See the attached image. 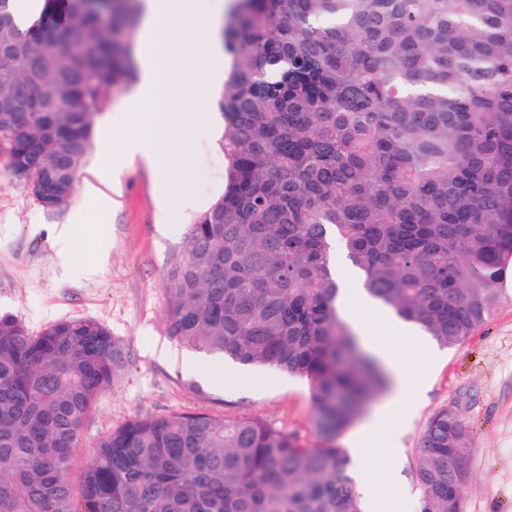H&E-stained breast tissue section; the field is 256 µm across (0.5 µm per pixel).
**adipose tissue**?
Masks as SVG:
<instances>
[{"mask_svg":"<svg viewBox=\"0 0 512 512\" xmlns=\"http://www.w3.org/2000/svg\"><path fill=\"white\" fill-rule=\"evenodd\" d=\"M142 47L138 56L139 78L124 104L101 121L104 133L100 141L102 166L95 179L83 188V204L73 223L62 225L57 232L59 257L69 267L78 260L72 247L76 229L86 216L100 214L115 206L108 192L111 182L134 162H141L152 174L157 187L158 205L164 218L171 219L197 209L201 201L190 189L171 183L173 171L191 176L188 165L190 141L188 125L201 134H214L203 105L204 89L224 81V37L220 18L231 8L232 0H142ZM162 100L160 112H139L136 129L120 145H113L112 130L125 125L128 111L140 103ZM197 103L195 116H188V103ZM352 322L367 348L390 370L393 389L383 413L405 414L416 405L414 381L382 336L390 329L392 339L409 343L417 349L426 344L404 322L386 312L366 308L353 314Z\"/></svg>","mask_w":512,"mask_h":512,"instance_id":"ef3b65f1","label":"adipose tissue"}]
</instances>
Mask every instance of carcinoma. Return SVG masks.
<instances>
[{"label":"carcinoma","mask_w":512,"mask_h":512,"mask_svg":"<svg viewBox=\"0 0 512 512\" xmlns=\"http://www.w3.org/2000/svg\"><path fill=\"white\" fill-rule=\"evenodd\" d=\"M141 0H62L0 28V174L65 204L109 94L136 78ZM224 195L168 271L177 345L308 381L314 444L265 420L134 419L77 463L125 365L102 323L0 316V512H362L337 445L387 373L340 314L333 240L370 299L440 346L512 269V0H237L225 27ZM470 430L419 440L422 512H463Z\"/></svg>","instance_id":"cac0c4a2"}]
</instances>
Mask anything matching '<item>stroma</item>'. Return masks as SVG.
Instances as JSON below:
<instances>
[{"mask_svg":"<svg viewBox=\"0 0 512 512\" xmlns=\"http://www.w3.org/2000/svg\"><path fill=\"white\" fill-rule=\"evenodd\" d=\"M189 166L204 172L197 193L223 186L222 140L193 139ZM118 204L97 223L107 225V258L97 262L90 235H79L80 256L60 264L53 226L70 223L81 192L59 208H43L23 181L0 177V315L31 331L71 317L107 325L126 355L123 369L97 399L84 429L88 443L140 417L203 410L227 419L259 417L313 442V403L306 379L271 369H245L178 347L164 326L168 270L184 254L194 216L163 221L153 182L136 163L119 178ZM492 320L463 344L430 356L411 347L397 354L414 376L418 402L409 415L387 419L366 443L380 492L363 512H421L414 478L417 446L438 409L458 410L470 429L464 512H512V271ZM197 383L191 391L189 383ZM396 438L399 453L384 445Z\"/></svg>","mask_w":512,"mask_h":512,"instance_id":"35a3bbf8","label":"stroma"}]
</instances>
